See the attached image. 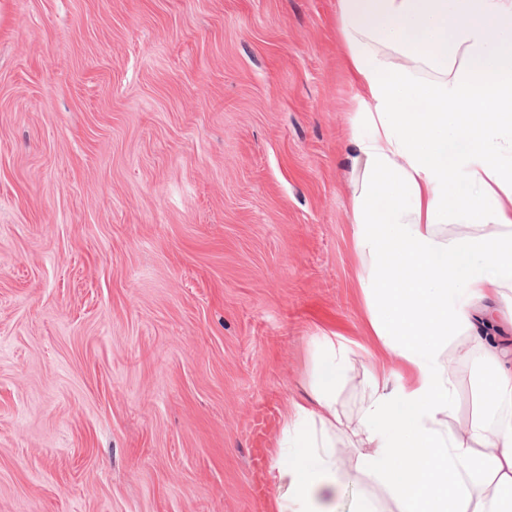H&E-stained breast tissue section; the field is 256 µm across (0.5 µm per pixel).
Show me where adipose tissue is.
Instances as JSON below:
<instances>
[{
    "label": "adipose tissue",
    "instance_id": "1",
    "mask_svg": "<svg viewBox=\"0 0 512 512\" xmlns=\"http://www.w3.org/2000/svg\"><path fill=\"white\" fill-rule=\"evenodd\" d=\"M337 2L363 106L348 217L369 391L346 421L356 344L312 336L309 401L272 456L275 512H342L349 496L352 512H512V355L482 335L488 302L512 297V0ZM460 336L484 368L482 409L453 428Z\"/></svg>",
    "mask_w": 512,
    "mask_h": 512
}]
</instances>
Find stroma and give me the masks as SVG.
<instances>
[{
    "label": "stroma",
    "instance_id": "obj_1",
    "mask_svg": "<svg viewBox=\"0 0 512 512\" xmlns=\"http://www.w3.org/2000/svg\"><path fill=\"white\" fill-rule=\"evenodd\" d=\"M337 23L0 0V512H270L311 336L361 335Z\"/></svg>",
    "mask_w": 512,
    "mask_h": 512
}]
</instances>
